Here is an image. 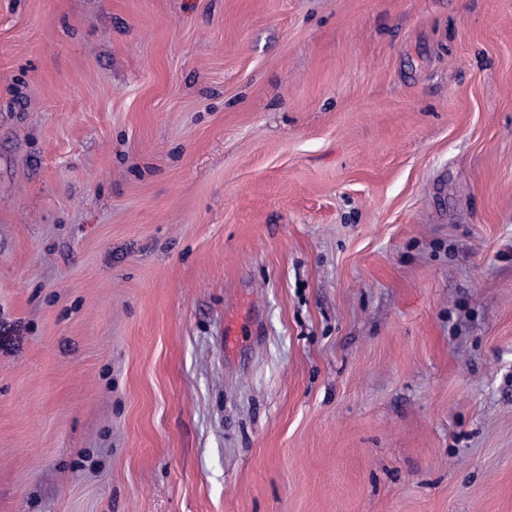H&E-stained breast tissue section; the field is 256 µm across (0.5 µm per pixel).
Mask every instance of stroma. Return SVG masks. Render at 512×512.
<instances>
[{
    "label": "stroma",
    "instance_id": "obj_1",
    "mask_svg": "<svg viewBox=\"0 0 512 512\" xmlns=\"http://www.w3.org/2000/svg\"><path fill=\"white\" fill-rule=\"evenodd\" d=\"M0 512H512V0H0Z\"/></svg>",
    "mask_w": 512,
    "mask_h": 512
}]
</instances>
